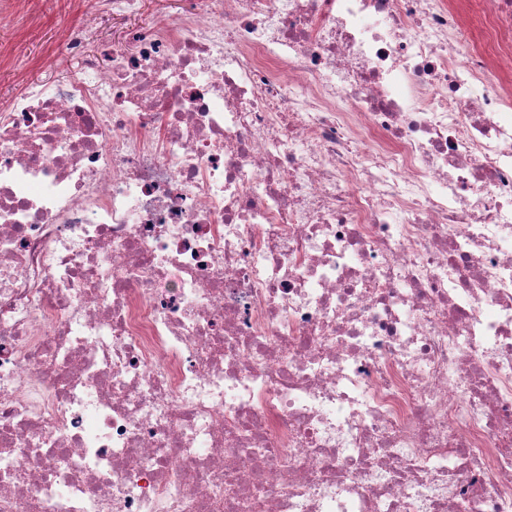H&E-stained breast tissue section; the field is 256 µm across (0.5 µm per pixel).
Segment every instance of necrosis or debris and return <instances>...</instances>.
I'll use <instances>...</instances> for the list:
<instances>
[{
  "instance_id": "obj_1",
  "label": "necrosis or debris",
  "mask_w": 512,
  "mask_h": 512,
  "mask_svg": "<svg viewBox=\"0 0 512 512\" xmlns=\"http://www.w3.org/2000/svg\"><path fill=\"white\" fill-rule=\"evenodd\" d=\"M193 0L0 111V512H512V0Z\"/></svg>"
}]
</instances>
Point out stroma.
Here are the masks:
<instances>
[{"mask_svg":"<svg viewBox=\"0 0 512 512\" xmlns=\"http://www.w3.org/2000/svg\"><path fill=\"white\" fill-rule=\"evenodd\" d=\"M13 16L0 24V46L13 56L0 60V105L21 92L26 82L59 83L80 69L81 59L53 60V48L62 28L82 30L87 56L108 63L112 42L129 30L154 24L188 7L189 0H143L138 15L115 18L87 10L81 0H0Z\"/></svg>","mask_w":512,"mask_h":512,"instance_id":"1","label":"stroma"}]
</instances>
